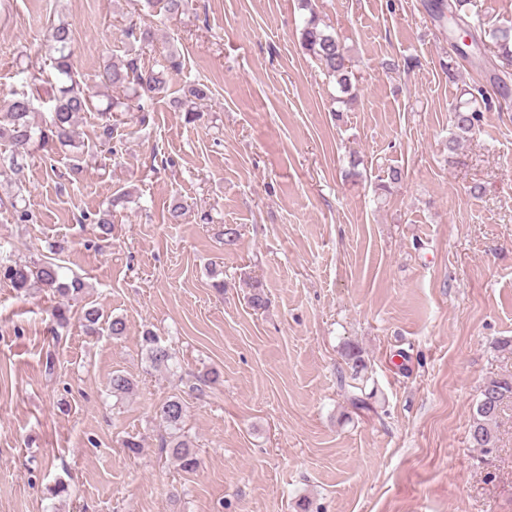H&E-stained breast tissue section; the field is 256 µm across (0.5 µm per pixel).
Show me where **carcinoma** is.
<instances>
[{"instance_id":"carcinoma-1","label":"carcinoma","mask_w":512,"mask_h":512,"mask_svg":"<svg viewBox=\"0 0 512 512\" xmlns=\"http://www.w3.org/2000/svg\"><path fill=\"white\" fill-rule=\"evenodd\" d=\"M188 0H144L149 9L162 5L164 12L173 17L182 13ZM465 0H434L431 10L440 22L452 27L468 26L461 14ZM301 6L308 10L309 17L300 33V49L314 59L324 73L335 79L340 90L346 94L353 88L351 59L338 36L320 27L315 0H301ZM491 40L498 58L512 61V27L496 28L491 33ZM46 41L50 42L54 55L50 57V68L61 86L57 94L49 100L48 121L39 125L31 120L37 110L36 104L42 102L34 92L22 90L9 91L8 111L0 114V140L9 144L11 154L15 157L27 154L31 147L41 150L53 149L56 145L66 146L73 142L74 119L82 112L92 111V88L83 84L77 77L74 66L75 49L70 25L60 23L46 30ZM180 63L176 56L169 55L158 67L145 65L137 54H127L124 58L112 62L100 74V83L112 87H125L130 91V102L126 108L136 106L138 111H145L147 102L167 88L170 75L177 71ZM208 98L206 88L194 85L184 93L181 101L188 116L199 115L197 102ZM483 111L478 100L474 99L452 110V123L456 129V138L473 136L480 132ZM61 266L51 261H22L0 257V280L8 282L17 290L31 286L46 288L57 296L53 308V318L59 325L68 322L70 316L69 300L85 288L81 278L74 276L64 281L60 274ZM147 358L156 367L167 365L172 355L161 346L155 337L143 336ZM112 393L116 396L129 394L134 389L133 381L121 372L112 375L110 382ZM512 396V375H504L484 383L470 429L473 447L486 453L496 448L495 425L504 399ZM186 406L177 396L163 401L156 409L155 415L160 423L171 431L170 440L165 447L172 449V454L181 468L187 472L196 468L197 458L190 448L189 441L177 435Z\"/></svg>"}]
</instances>
